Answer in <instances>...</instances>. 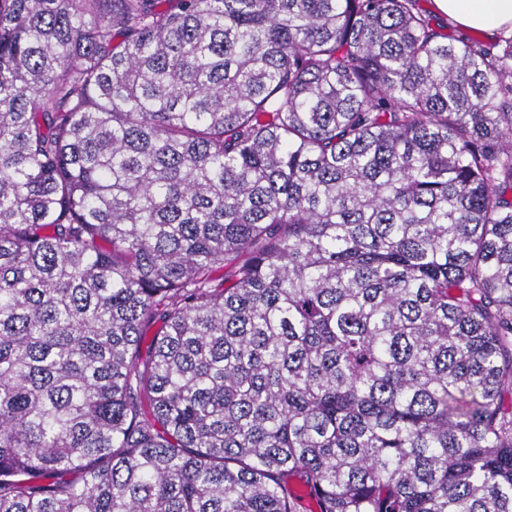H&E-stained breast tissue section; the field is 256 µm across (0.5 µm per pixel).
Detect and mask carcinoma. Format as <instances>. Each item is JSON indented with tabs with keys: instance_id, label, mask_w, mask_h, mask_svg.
Masks as SVG:
<instances>
[{
	"instance_id": "cac0c4a2",
	"label": "carcinoma",
	"mask_w": 512,
	"mask_h": 512,
	"mask_svg": "<svg viewBox=\"0 0 512 512\" xmlns=\"http://www.w3.org/2000/svg\"><path fill=\"white\" fill-rule=\"evenodd\" d=\"M307 498L512 512V35L0 0V512Z\"/></svg>"
}]
</instances>
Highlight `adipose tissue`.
I'll return each instance as SVG.
<instances>
[{
    "instance_id": "1",
    "label": "adipose tissue",
    "mask_w": 512,
    "mask_h": 512,
    "mask_svg": "<svg viewBox=\"0 0 512 512\" xmlns=\"http://www.w3.org/2000/svg\"><path fill=\"white\" fill-rule=\"evenodd\" d=\"M438 10L464 29L512 31V0H434Z\"/></svg>"
}]
</instances>
